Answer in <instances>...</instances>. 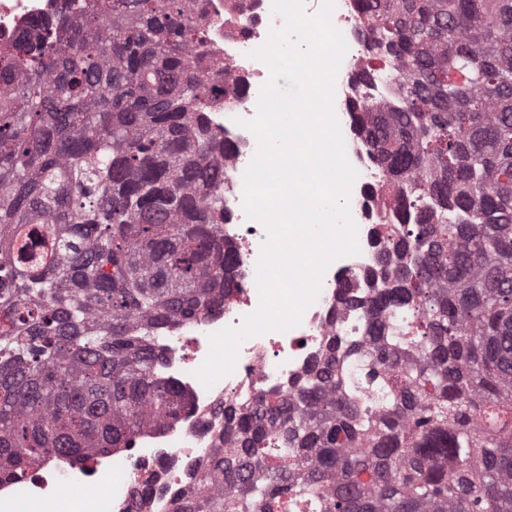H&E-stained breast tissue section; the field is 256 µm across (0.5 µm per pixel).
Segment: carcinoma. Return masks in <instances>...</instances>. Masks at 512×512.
<instances>
[{
	"label": "carcinoma",
	"mask_w": 512,
	"mask_h": 512,
	"mask_svg": "<svg viewBox=\"0 0 512 512\" xmlns=\"http://www.w3.org/2000/svg\"><path fill=\"white\" fill-rule=\"evenodd\" d=\"M390 101L349 106L396 215L358 340L232 415L179 512H512V0H355ZM194 0H86L0 44V482L179 411L150 334L235 254Z\"/></svg>",
	"instance_id": "obj_1"
}]
</instances>
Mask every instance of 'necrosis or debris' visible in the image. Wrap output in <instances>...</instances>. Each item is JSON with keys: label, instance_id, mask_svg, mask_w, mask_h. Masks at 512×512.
<instances>
[{"label": "necrosis or debris", "instance_id": "4bbe7bcc", "mask_svg": "<svg viewBox=\"0 0 512 512\" xmlns=\"http://www.w3.org/2000/svg\"><path fill=\"white\" fill-rule=\"evenodd\" d=\"M84 0H0V41L32 32L33 22L53 26L79 15ZM196 13L210 29L209 53L218 63L231 68L243 85L242 90L217 96L208 116L209 125L225 143L234 145L221 191L226 220L219 231L238 253L236 288L224 297L223 307L197 320L156 333L153 344L162 356L161 374L176 383L189 405L177 420L161 430L138 432L130 449L115 456L94 455L76 464L53 456L25 480L34 488V502L51 504L67 499L70 491L90 492L94 487L112 488V512H173L175 495L194 496L199 491L198 475L205 470L216 448L222 447V432L230 422L233 408L251 403L266 391L291 389L302 380L323 349L324 339L334 328L344 335L362 333L358 310H343L338 284L352 273H363L355 295L369 299L377 289L368 273L375 267L377 249L373 243L374 225L389 223L391 214L381 210L376 190L378 172L367 160L366 149L357 135H350L346 146L358 172L359 192L351 209L360 225L359 254L345 257L330 268L317 301L304 313L300 326L288 333L270 332L242 343L234 372L212 388H204L196 370L209 351L210 334L227 326L240 325L256 310L259 294L256 262L261 253L265 229L247 219L242 209L243 174L256 151V138L245 128V120L255 116L261 86L266 81L264 63L248 56L263 45L271 29L283 19L272 11V0H240L243 9L232 18L224 16V0H196ZM336 22L351 36L336 94L340 105L360 99H390L394 87L387 77L384 59L370 55L363 42L354 12L353 0H337ZM375 72L368 84L359 82L364 69ZM149 481L147 494H138L141 481Z\"/></svg>", "mask_w": 512, "mask_h": 512}]
</instances>
